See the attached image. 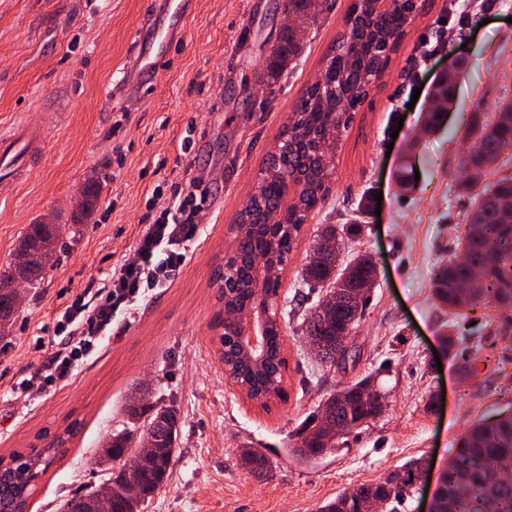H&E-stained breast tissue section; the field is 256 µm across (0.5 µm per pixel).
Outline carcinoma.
Instances as JSON below:
<instances>
[{
	"label": "carcinoma",
	"mask_w": 512,
	"mask_h": 512,
	"mask_svg": "<svg viewBox=\"0 0 512 512\" xmlns=\"http://www.w3.org/2000/svg\"><path fill=\"white\" fill-rule=\"evenodd\" d=\"M287 26L274 50L269 54L263 78L267 85L278 82L288 65L300 54L303 43L297 32H304L317 23L310 0H288ZM349 34L340 38L341 54L326 65L329 77L342 87L343 101L323 103L319 85L311 84L302 97L294 118L280 133L298 150L309 152L317 142L341 131L343 114L367 94L358 82L350 80L355 70L367 72L376 59L379 48L387 41L396 47L405 35L408 24L394 9L388 14L371 10L366 3H354L346 17ZM454 83L438 85V107L428 113L427 122L438 121L442 108L452 97ZM468 137L473 142L463 164L474 169L491 168L502 153L512 149V101L498 105L495 117L471 128ZM275 163L265 158L254 187V193L243 204L233 228L234 242L249 251L253 260L236 264L231 274L236 290L228 297L227 308L250 309L255 304L254 289L263 288L277 298L288 255L300 237L309 215L324 202L331 190L334 165L323 166L320 160L308 156L302 168L304 188L298 203L287 213L288 224H261L259 203L270 200L277 192L280 175L273 172ZM459 188L469 196L464 215L466 233L460 243L465 261L451 259L435 271L432 279L434 295L450 309H468L479 305H495L502 311H512V176H504L489 185H479L464 179ZM76 224H29L18 240L9 260L0 266V285L20 278L35 288L45 279L48 269L41 264V255L56 254L61 236L77 234ZM357 225L323 224L317 230L315 244L323 240L339 242L346 236L360 233ZM478 270L480 284L464 288L462 284ZM376 265L368 254L357 255L342 267L338 254L331 253L318 262L308 261L301 270L302 280L326 289L325 296L304 318L302 331L306 337H319L325 348L318 359L334 364L345 360L349 351L347 337L362 320L365 307L346 304L329 306L336 293L359 288L376 279ZM18 310L8 292H0V337L9 331ZM448 353L459 361L465 377L479 373L469 346L453 334L445 335ZM233 379L248 385V391L258 388L259 381L253 364L237 358L230 365ZM372 382L367 376L353 384L333 391L318 405L317 411L306 417L290 435L289 452L302 462L331 455L345 445L360 428L358 422H369L374 411L359 395L360 388ZM125 421L114 429L104 443L103 459L117 462L110 477L93 490L65 500L61 512H97L98 500L109 497L110 512H141L155 492L169 479L171 466L178 451L180 414L172 403L162 399L147 402L138 389H133L124 407ZM153 451L146 465L134 480H129L122 460L136 454L144 441ZM239 463L258 477L269 469L268 457L256 450H244ZM512 463V414L494 421L479 420L458 439L445 474L436 512H512V473L497 472L492 464ZM424 472V463L414 459L401 471L372 483H364L344 492L320 507L319 512H370L372 504L381 512H395L396 505L412 498L417 481Z\"/></svg>",
	"instance_id": "obj_1"
}]
</instances>
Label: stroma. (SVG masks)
Masks as SVG:
<instances>
[{
  "instance_id": "35a3bbf8",
  "label": "stroma",
  "mask_w": 512,
  "mask_h": 512,
  "mask_svg": "<svg viewBox=\"0 0 512 512\" xmlns=\"http://www.w3.org/2000/svg\"><path fill=\"white\" fill-rule=\"evenodd\" d=\"M351 2L328 0L294 68L269 86L262 75L281 29L282 0H194L170 66L135 103L112 89L149 0H0V126L29 121L49 142L28 180L0 203V265L27 225L48 214L70 223L85 183L99 185L92 215L54 255L41 287L26 289L11 335L0 338V457L66 440L27 512H59L71 495L108 479L99 453L120 427L135 384L148 398L174 402L182 422L171 477L143 512H317L416 458L428 466L423 489L398 512H426L469 425L512 412V324L491 305L449 319L431 288L464 233L469 200L457 185L470 176L462 167L467 132L490 120L495 104L512 100V0H479L465 13L450 0H424L382 80L351 111L335 148L332 192L310 214L283 273L285 399L261 406L224 377L215 323L232 227L267 153L336 46ZM455 58L464 64L452 106L428 124L434 89ZM262 98L269 102L263 111ZM188 134L194 144L186 156ZM186 178L206 204L194 218L199 240L170 287L141 302L71 382L45 394L18 391L17 383L45 370L51 345L40 336L55 313L83 289L100 287L131 256L147 211L166 206L154 186ZM378 193L380 209L359 211L362 197ZM354 215L364 231L344 253L370 254L377 279L351 358L328 365L300 330L318 293L299 272L318 226ZM450 320L473 350L475 377L459 376L445 347ZM370 374L387 407L348 449L310 463L287 455L290 433L326 393ZM246 447L269 458L266 476L239 465L237 451Z\"/></svg>"
}]
</instances>
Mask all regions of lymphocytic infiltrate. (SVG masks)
<instances>
[{
	"label": "lymphocytic infiltrate",
	"instance_id": "1",
	"mask_svg": "<svg viewBox=\"0 0 512 512\" xmlns=\"http://www.w3.org/2000/svg\"><path fill=\"white\" fill-rule=\"evenodd\" d=\"M169 193V204L139 232L132 258L113 269L97 289H85L54 319V350L39 381L21 383V392L50 390L65 384L78 362L96 354L106 336L125 325L134 307L152 290L166 287L186 259L197 227L186 220L204 201L192 182L156 186Z\"/></svg>",
	"mask_w": 512,
	"mask_h": 512
}]
</instances>
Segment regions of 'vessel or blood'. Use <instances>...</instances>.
I'll return each mask as SVG.
<instances>
[{"mask_svg": "<svg viewBox=\"0 0 512 512\" xmlns=\"http://www.w3.org/2000/svg\"><path fill=\"white\" fill-rule=\"evenodd\" d=\"M193 0H152L137 27L124 67L120 89L134 100L146 94L172 59V50L185 33ZM43 139L27 125L0 132V184L16 186L29 176L27 162L40 155Z\"/></svg>", "mask_w": 512, "mask_h": 512, "instance_id": "b4317fda", "label": "vessel or blood"}]
</instances>
